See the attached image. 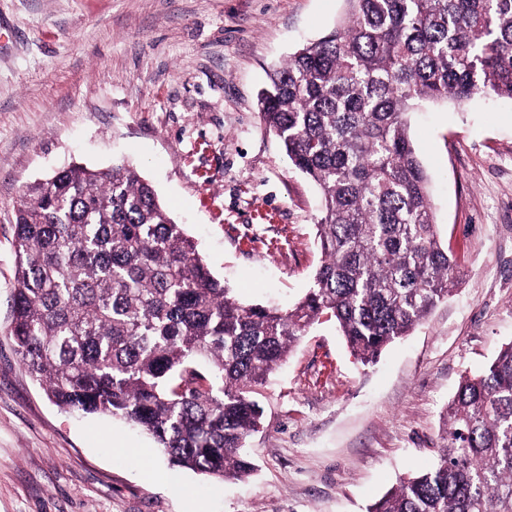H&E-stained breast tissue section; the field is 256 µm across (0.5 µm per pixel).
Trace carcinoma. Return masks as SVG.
Returning a JSON list of instances; mask_svg holds the SVG:
<instances>
[{
  "label": "carcinoma",
  "instance_id": "carcinoma-1",
  "mask_svg": "<svg viewBox=\"0 0 512 512\" xmlns=\"http://www.w3.org/2000/svg\"><path fill=\"white\" fill-rule=\"evenodd\" d=\"M333 31L270 73L264 128L318 189L322 260L291 308L215 278L154 188L115 164L26 186L14 220L10 339L59 407L123 419L177 467L241 480L257 387L321 319L368 365L448 298L410 111L512 99V0H349ZM445 444L369 512H512V342L461 378Z\"/></svg>",
  "mask_w": 512,
  "mask_h": 512
}]
</instances>
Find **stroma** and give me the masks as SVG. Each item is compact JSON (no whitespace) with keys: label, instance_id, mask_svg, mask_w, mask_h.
Listing matches in <instances>:
<instances>
[{"label":"stroma","instance_id":"stroma-1","mask_svg":"<svg viewBox=\"0 0 512 512\" xmlns=\"http://www.w3.org/2000/svg\"><path fill=\"white\" fill-rule=\"evenodd\" d=\"M348 0H0V512H368L435 460L461 376L512 341V101L425 103L410 133L456 289L371 366L315 324L259 389L247 481L176 467L123 421L61 411L9 339L13 215L70 163L122 162L246 303L321 261L316 187L264 130L269 72Z\"/></svg>","mask_w":512,"mask_h":512}]
</instances>
